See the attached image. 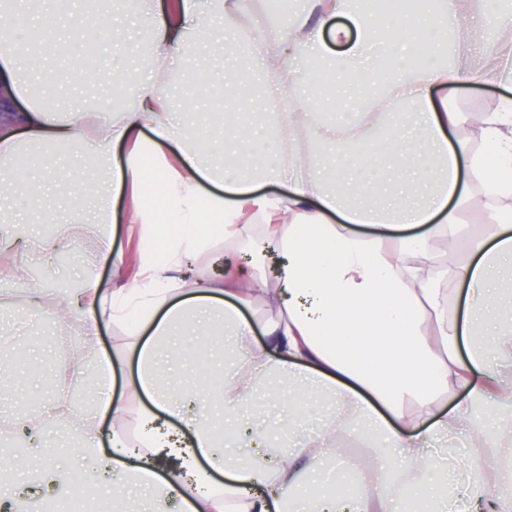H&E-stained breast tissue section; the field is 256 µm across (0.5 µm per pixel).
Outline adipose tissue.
Returning a JSON list of instances; mask_svg holds the SVG:
<instances>
[{"label": "adipose tissue", "instance_id": "ef3b65f1", "mask_svg": "<svg viewBox=\"0 0 512 512\" xmlns=\"http://www.w3.org/2000/svg\"><path fill=\"white\" fill-rule=\"evenodd\" d=\"M127 2L131 25L151 36V74L124 106L107 98L72 113L57 108L56 89L65 74L85 77L87 55L121 31L87 24L70 44L56 37L48 0L0 11V205H25L22 219L0 221V252L75 253L74 234H41L55 214L48 203L30 205L27 188L49 158L87 149L112 180L111 197L89 218L102 249L111 247V200L127 194L137 201L131 223L162 247L140 282H102L90 264L63 297L84 345L52 377L55 420L74 421L71 390L81 385L88 416L116 424L131 416L143 426L113 432L108 455L98 435H81L92 461L82 489L119 479L113 512H127L131 491L142 493L144 512H453L460 502L468 512H512V446L487 431L500 406L512 405V327L495 276L512 270V221L491 213L492 233L466 239L467 263L425 264L433 242L462 239L471 204L462 171L481 172L491 193L512 192V113L485 121L477 154L451 141L461 116L449 107L464 84L512 86V11L486 15L485 0H378L373 9L303 0L290 21L267 22L276 48L262 68L287 111L275 125L249 127L234 113H212L224 137L219 155L210 135L189 128L190 107L176 105L172 91L185 79L212 82L201 54L213 45L228 60L253 52L235 23L242 0ZM476 15L498 38L473 67L466 22ZM329 21L331 48L320 37ZM33 70L39 83L28 79ZM273 182L285 197L258 194ZM246 207L283 218L267 238L287 258L276 278L252 262L220 280L177 277L216 236L246 241V225L235 221ZM257 301L277 310L258 322L265 345L250 340L242 313ZM101 321L129 323L128 352L93 353ZM185 352L189 378L174 362ZM130 353V399L111 400V364ZM453 387L465 400L442 408ZM261 401L278 408L277 433L242 427ZM161 413L184 432H158ZM311 418L317 430L292 442ZM340 432L374 449L366 467H353ZM464 435L484 446L472 462L436 452ZM241 443L249 453L236 454ZM171 446L184 461L163 476L154 458ZM338 467L356 472L355 488L321 483L322 469ZM490 467L493 496L483 477Z\"/></svg>", "mask_w": 512, "mask_h": 512}]
</instances>
